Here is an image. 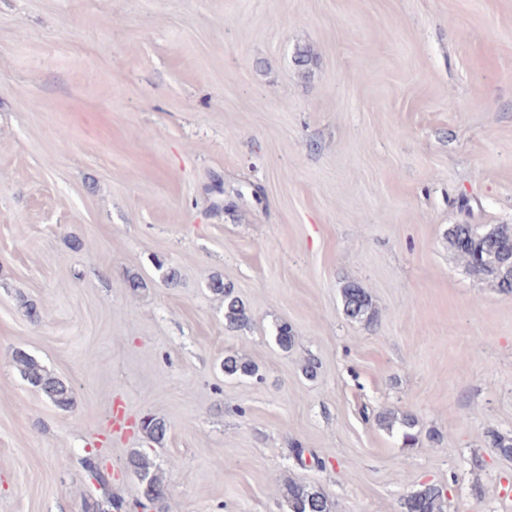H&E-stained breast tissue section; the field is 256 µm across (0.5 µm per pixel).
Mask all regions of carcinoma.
Here are the masks:
<instances>
[{"mask_svg": "<svg viewBox=\"0 0 512 512\" xmlns=\"http://www.w3.org/2000/svg\"><path fill=\"white\" fill-rule=\"evenodd\" d=\"M448 246L458 253L472 272L493 282L501 291L512 292V225L499 224L493 229L481 232L472 224H457L448 232ZM211 291L224 301V320L234 326L248 321L246 308L234 294L232 287L224 280L216 278L210 284ZM342 301L346 314L354 319L371 317L372 301L369 293L354 282L347 283L342 289ZM276 344L284 351L295 345V335L288 324L283 323L276 329ZM14 362L22 377L33 388L46 396L57 408L67 410L73 405L70 385L48 372L35 358L17 351ZM224 376L236 379H251L258 375L257 366L235 354L224 355L222 361ZM378 425L391 432L398 431L407 445L419 441L418 421L410 412L386 409L376 416ZM143 434L154 442H160L167 432L166 423L154 416L140 421ZM490 444L498 453L512 459V437L491 434ZM139 484L141 495L146 500L160 504L167 495L162 477L154 470L149 456L133 449L125 462ZM283 497L288 512H331L332 504L320 491L298 481L285 484ZM405 512H444L442 490L435 486L424 487L412 493L403 503Z\"/></svg>", "mask_w": 512, "mask_h": 512, "instance_id": "cac0c4a2", "label": "carcinoma"}]
</instances>
